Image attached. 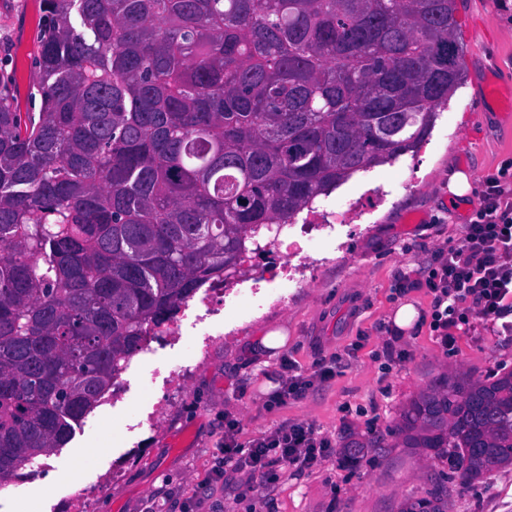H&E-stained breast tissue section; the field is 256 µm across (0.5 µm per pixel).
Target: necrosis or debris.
Returning <instances> with one entry per match:
<instances>
[{
  "label": "necrosis or debris",
  "instance_id": "obj_1",
  "mask_svg": "<svg viewBox=\"0 0 512 512\" xmlns=\"http://www.w3.org/2000/svg\"><path fill=\"white\" fill-rule=\"evenodd\" d=\"M351 210L325 209L300 224L269 226L259 260L250 261L246 270L232 280L220 277L208 280L189 298L168 321L145 330L143 351L155 353L159 348H172L184 337H192L198 354H206L213 343L224 337V298L237 293L249 295L254 308H263L274 299L268 285L279 278L298 284L312 279L320 261L309 255V248L318 241L335 239L336 229L351 218ZM195 366L189 362L159 361L144 364L140 372L144 379L161 393L151 410L140 413L125 425V432L139 436L153 428L157 414L171 406L175 397L192 378ZM116 469L97 473L92 479L80 482L68 497L67 512H90L93 503L109 493L117 478Z\"/></svg>",
  "mask_w": 512,
  "mask_h": 512
}]
</instances>
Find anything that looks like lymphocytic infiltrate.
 Instances as JSON below:
<instances>
[{"label": "lymphocytic infiltrate", "mask_w": 512, "mask_h": 512, "mask_svg": "<svg viewBox=\"0 0 512 512\" xmlns=\"http://www.w3.org/2000/svg\"><path fill=\"white\" fill-rule=\"evenodd\" d=\"M481 206L473 213L462 240L432 252L425 286L433 295L431 325L444 344L455 341L454 328L472 319L502 323L512 335V160L485 177ZM332 452L330 441L307 423H291L238 447L235 424L224 426V450L218 471H247L266 482L279 470L317 464Z\"/></svg>", "instance_id": "1"}]
</instances>
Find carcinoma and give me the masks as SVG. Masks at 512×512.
<instances>
[{"instance_id":"carcinoma-1","label":"carcinoma","mask_w":512,"mask_h":512,"mask_svg":"<svg viewBox=\"0 0 512 512\" xmlns=\"http://www.w3.org/2000/svg\"><path fill=\"white\" fill-rule=\"evenodd\" d=\"M457 0H43L37 112L0 73V477L64 447L260 227L426 142L461 84ZM402 432L463 484L512 465V369ZM446 487L400 512H445Z\"/></svg>"}]
</instances>
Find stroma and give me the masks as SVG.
Returning <instances> with one entry per match:
<instances>
[{
    "instance_id": "1",
    "label": "stroma",
    "mask_w": 512,
    "mask_h": 512,
    "mask_svg": "<svg viewBox=\"0 0 512 512\" xmlns=\"http://www.w3.org/2000/svg\"><path fill=\"white\" fill-rule=\"evenodd\" d=\"M512 0H466L462 20L464 80L442 108L427 141L394 163L354 175L326 198V206L357 202L352 221L336 242L317 245L324 262L316 276L297 286L275 282L284 304L257 310L243 299L224 300V338L212 345L176 403L155 430L132 448L128 418L150 400L140 391L121 407L100 408L98 425L75 436L52 456L46 478L1 490L10 512H52L76 483L105 470L118 457L120 479L92 512H400L422 497L439 470L430 451L408 447L397 427L422 392L447 378L483 381L512 369V340L474 320L446 349L430 326L433 296L419 270L433 250L461 241L479 208L477 188L512 158V110L488 100L489 89H512ZM42 0H0V70L12 78L20 112H35L30 96ZM467 173L472 188L460 206L448 203V178ZM414 283L399 291L400 279ZM414 303L417 327L399 332L405 361L380 357L394 332L393 313ZM288 336L285 347L245 356L256 337L272 330ZM336 363L331 380L314 382L305 398L271 405L289 370L312 374L318 360ZM237 419L242 446L287 423L313 424L328 437L332 453L317 465H295L266 487L252 489L244 472L212 471L224 446V420ZM358 445L355 463L342 450ZM447 512H512V466L474 483L446 484Z\"/></svg>"
}]
</instances>
